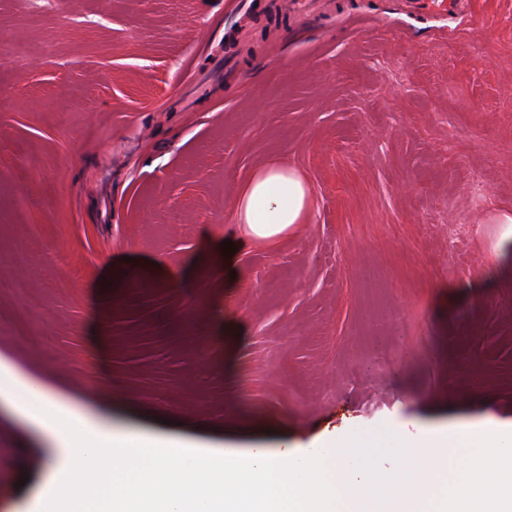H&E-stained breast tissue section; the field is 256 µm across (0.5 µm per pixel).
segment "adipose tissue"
Segmentation results:
<instances>
[{
	"instance_id": "adipose-tissue-1",
	"label": "adipose tissue",
	"mask_w": 512,
	"mask_h": 512,
	"mask_svg": "<svg viewBox=\"0 0 512 512\" xmlns=\"http://www.w3.org/2000/svg\"><path fill=\"white\" fill-rule=\"evenodd\" d=\"M308 186L299 172L280 165L258 170L241 191L236 221L256 239H275L304 223L311 209Z\"/></svg>"
}]
</instances>
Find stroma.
I'll return each instance as SVG.
<instances>
[{
  "label": "stroma",
  "instance_id": "stroma-1",
  "mask_svg": "<svg viewBox=\"0 0 512 512\" xmlns=\"http://www.w3.org/2000/svg\"><path fill=\"white\" fill-rule=\"evenodd\" d=\"M252 2L228 67L224 0H0V361L241 456L512 433V0ZM272 162L313 209L257 240ZM53 446L0 403V512ZM308 186L299 172L286 165L258 170L241 191L236 224H244L254 239H275L294 224H304L311 209Z\"/></svg>",
  "mask_w": 512,
  "mask_h": 512
}]
</instances>
